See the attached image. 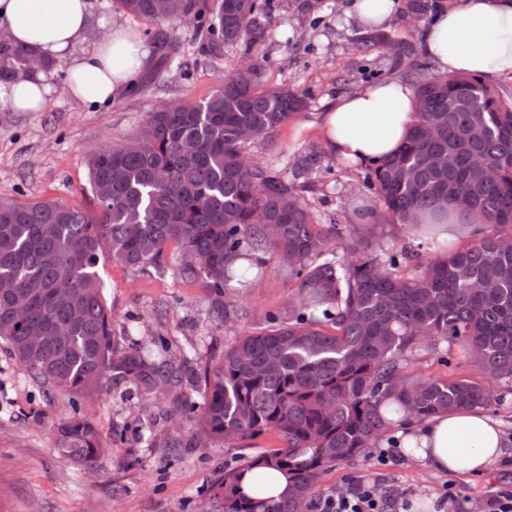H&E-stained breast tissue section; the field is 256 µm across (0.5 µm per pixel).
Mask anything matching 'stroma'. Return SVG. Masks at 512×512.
Listing matches in <instances>:
<instances>
[{
	"label": "stroma",
	"mask_w": 512,
	"mask_h": 512,
	"mask_svg": "<svg viewBox=\"0 0 512 512\" xmlns=\"http://www.w3.org/2000/svg\"><path fill=\"white\" fill-rule=\"evenodd\" d=\"M291 3L271 0L265 38L251 54L265 60L266 85L292 84L307 94L308 107L271 140L251 145L249 153L260 165L284 173L308 164L313 190L307 198L315 217L349 215L358 204L357 171L326 149L322 112L337 97L386 80L391 63L354 53L352 44L362 31L349 17L352 0H323L317 22L299 17ZM175 33L180 55L166 60L158 76L144 74L132 93L107 106L83 105L67 94L64 78L56 73L42 111L14 112L0 103V199L88 204L91 147L133 137L155 104L207 97L243 58L239 46L222 47L212 56L193 24H180ZM177 256L171 245L156 267L132 268L110 258L100 263L113 349L123 354L135 342L155 344L153 363L182 368L185 379L167 390L116 378L99 396L82 402L81 415L98 429L106 447L93 468L75 466L54 446L58 424L72 412L67 397L46 391L0 346V512H201L215 468L272 447L268 438L233 448L220 440L197 447L181 410L200 399L197 372L263 323L267 313L285 311L297 284L275 256L266 255L263 281L232 289L238 314L221 319L209 311L203 288L180 277ZM410 369L442 377L474 372L464 355L443 343L417 355ZM360 482L401 495L409 512H435L451 484L468 497L470 512H477L488 486L512 489V467L496 463L480 475L455 476L414 460L384 465L373 456L337 465L319 492L347 491Z\"/></svg>",
	"instance_id": "obj_1"
}]
</instances>
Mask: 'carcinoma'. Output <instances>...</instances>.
<instances>
[{
	"label": "carcinoma",
	"mask_w": 512,
	"mask_h": 512,
	"mask_svg": "<svg viewBox=\"0 0 512 512\" xmlns=\"http://www.w3.org/2000/svg\"><path fill=\"white\" fill-rule=\"evenodd\" d=\"M125 13L157 25L162 55L177 56L174 26L195 0H116ZM442 0H405L403 18H426ZM270 0H212L207 45L252 46ZM363 55L382 54L414 85V121L401 150L362 167L361 218L385 216L409 230L421 216L457 213L474 230L467 242L425 236L423 244L384 249L377 224L316 221L300 178L246 164L250 142L269 140L306 109L292 85L263 87L262 66L224 73L199 101L176 99L147 113L132 140L92 151L93 210L45 201L0 209V342L50 389L85 398L118 375L146 386L182 382L174 366L150 368L112 349L103 295V257L143 268L179 250L178 273L205 290L209 311L237 312L225 288L264 276L273 254L299 282L284 315L239 336L204 374L193 409L199 447L272 435L279 446L214 472L209 500L218 512H299L311 506L325 474L379 447L392 426L424 422L456 409L503 401L495 384H512V98L465 75L426 77L416 43L386 32L356 40ZM31 47L0 41V84L22 77ZM468 182L467 207L450 186ZM417 260L414 273L409 264ZM48 339L34 343L24 323ZM63 326L67 335L56 337ZM459 347L478 376H425L406 370L421 347ZM58 451L82 467L105 448L97 429L72 415L57 428ZM271 467L288 492L263 501L241 491L247 472Z\"/></svg>",
	"instance_id": "1"
}]
</instances>
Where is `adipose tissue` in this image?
<instances>
[{
  "mask_svg": "<svg viewBox=\"0 0 512 512\" xmlns=\"http://www.w3.org/2000/svg\"><path fill=\"white\" fill-rule=\"evenodd\" d=\"M107 35L88 49L95 28ZM0 39L35 47L68 65L67 93L81 103L101 106L132 90L149 63L138 33L107 23L95 0H0ZM421 47L436 69L489 80L512 75V0H454L436 11L420 30ZM49 75L34 69L0 85V102L15 112H38L50 92ZM415 95L400 79L379 82L328 103L323 116L325 143L336 158L367 164L403 146L413 121ZM402 453L451 475L479 474L504 448L496 421L483 410L437 415L424 423L404 421L394 434Z\"/></svg>",
  "mask_w": 512,
  "mask_h": 512,
  "instance_id": "obj_1",
  "label": "adipose tissue"
}]
</instances>
